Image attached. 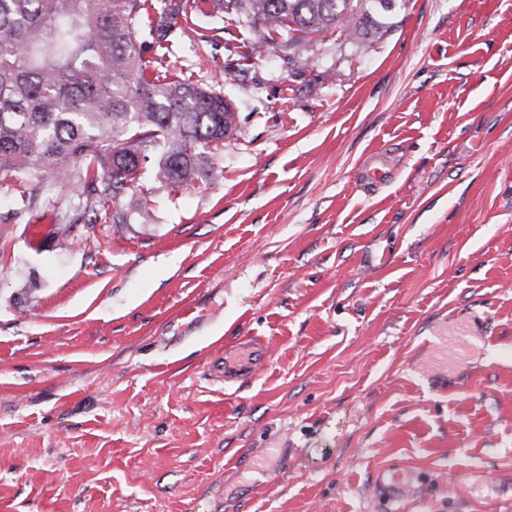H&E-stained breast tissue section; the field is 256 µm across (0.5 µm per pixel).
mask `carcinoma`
Instances as JSON below:
<instances>
[{
	"label": "carcinoma",
	"mask_w": 512,
	"mask_h": 512,
	"mask_svg": "<svg viewBox=\"0 0 512 512\" xmlns=\"http://www.w3.org/2000/svg\"><path fill=\"white\" fill-rule=\"evenodd\" d=\"M402 0H0V175L32 212L80 190L107 208L148 168L172 191L199 181L237 127L221 93L170 69L186 30L243 16L259 48L301 72L310 35L363 42L391 32Z\"/></svg>",
	"instance_id": "obj_1"
}]
</instances>
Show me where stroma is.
<instances>
[{"label":"stroma","instance_id":"1","mask_svg":"<svg viewBox=\"0 0 512 512\" xmlns=\"http://www.w3.org/2000/svg\"><path fill=\"white\" fill-rule=\"evenodd\" d=\"M396 23L299 77L244 18L182 39L238 127L205 181L143 175L149 222L0 176V512H512V0ZM241 349L246 351V359L229 358L228 353L210 362V377L219 382L245 383L264 361L268 346L259 339L246 338L239 342ZM385 498L391 502L406 497L412 488V475L408 471L391 472L379 480Z\"/></svg>","mask_w":512,"mask_h":512}]
</instances>
